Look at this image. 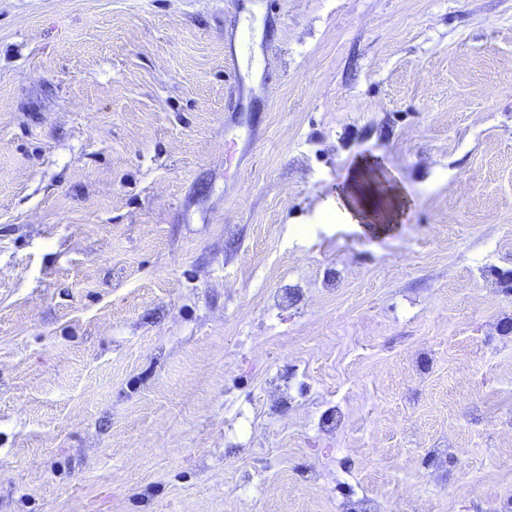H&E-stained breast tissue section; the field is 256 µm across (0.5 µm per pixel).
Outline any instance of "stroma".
<instances>
[{"label":"stroma","instance_id":"obj_1","mask_svg":"<svg viewBox=\"0 0 512 512\" xmlns=\"http://www.w3.org/2000/svg\"><path fill=\"white\" fill-rule=\"evenodd\" d=\"M363 498L512 504V0H0V512Z\"/></svg>","mask_w":512,"mask_h":512}]
</instances>
